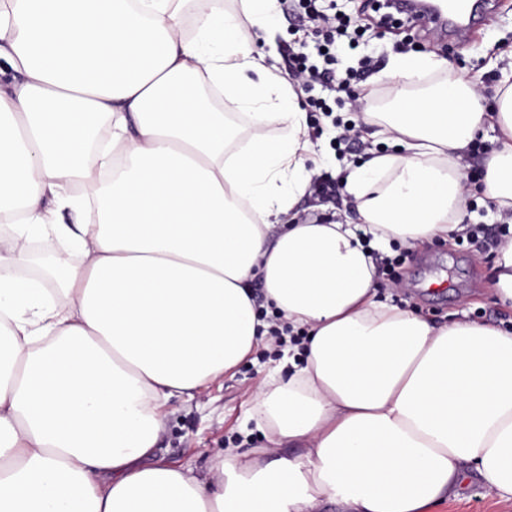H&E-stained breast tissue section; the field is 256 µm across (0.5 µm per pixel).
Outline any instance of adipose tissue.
<instances>
[{
    "label": "adipose tissue",
    "instance_id": "adipose-tissue-1",
    "mask_svg": "<svg viewBox=\"0 0 512 512\" xmlns=\"http://www.w3.org/2000/svg\"><path fill=\"white\" fill-rule=\"evenodd\" d=\"M242 2L0 0L21 75L0 88V512H430L471 469L512 501V329L380 300L374 260L453 241L477 192L512 225V86L367 113L393 150L346 166L366 236L303 220L306 116L242 34L273 44L275 0ZM447 68L406 55L384 76ZM215 91L248 110L247 149ZM486 128L476 186L459 161ZM275 314L302 343L253 393L263 446L166 463L165 407L270 348Z\"/></svg>",
    "mask_w": 512,
    "mask_h": 512
}]
</instances>
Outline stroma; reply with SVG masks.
Listing matches in <instances>:
<instances>
[{
    "instance_id": "stroma-1",
    "label": "stroma",
    "mask_w": 512,
    "mask_h": 512,
    "mask_svg": "<svg viewBox=\"0 0 512 512\" xmlns=\"http://www.w3.org/2000/svg\"><path fill=\"white\" fill-rule=\"evenodd\" d=\"M434 54L446 58L450 73L431 76L434 84L444 83L447 75L478 83L486 99H494L501 86V71L512 66V0H498L496 11L483 28L468 42L454 37L427 38L416 28L395 20L369 30L359 44L338 42L336 56L340 67H355L366 59L387 67L397 56ZM308 93H299L296 103L306 113L312 136L306 155L308 167L337 183L333 199H321L310 192L298 195L294 210L300 218L330 221L341 212L345 190L337 157L356 160L368 149L380 148L377 128L365 126L361 146H345L323 134L324 115L309 105ZM392 255L400 256L395 269L400 281L410 290L397 295L400 306L438 324L446 323L458 310H466L470 319L498 326L512 322V309L502 307L493 292L495 252L470 243L435 240L409 251L393 244ZM275 362L258 357L243 363L234 374L209 383L193 399H175L166 409L164 432L159 452L168 461L187 468H201L209 457L232 447L258 446L260 434L247 412L255 386L267 376ZM433 512H512V503L498 502L476 474L459 485L450 500L434 507Z\"/></svg>"
}]
</instances>
